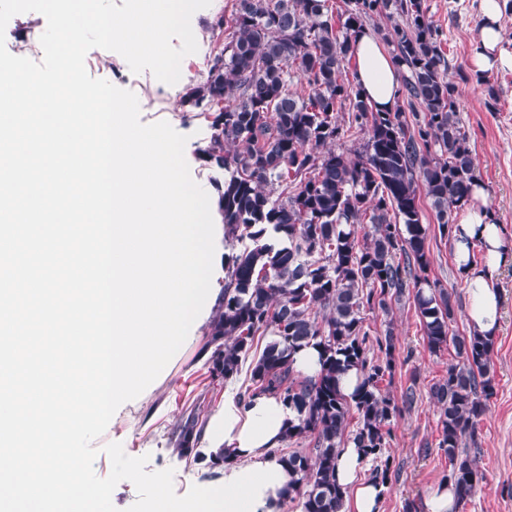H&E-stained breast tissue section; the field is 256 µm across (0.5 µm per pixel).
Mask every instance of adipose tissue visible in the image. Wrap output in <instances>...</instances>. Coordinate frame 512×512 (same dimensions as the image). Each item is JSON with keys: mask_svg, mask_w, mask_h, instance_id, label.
<instances>
[{"mask_svg": "<svg viewBox=\"0 0 512 512\" xmlns=\"http://www.w3.org/2000/svg\"><path fill=\"white\" fill-rule=\"evenodd\" d=\"M506 0H481V25L471 57L473 70L490 72L512 69V52L503 47L500 24ZM356 88L378 110L389 111L397 103L399 76L375 37L357 34ZM481 246L484 265L471 262V250ZM457 269L469 296L466 321L471 333L496 338L501 302L496 274L512 265V248L503 240V227L490 208L483 185H476L467 203L460 207L452 229ZM294 413L279 397L259 395L250 402L228 395L223 406L207 422L196 443L206 457L224 455L221 478L199 504L200 512H279L283 493L294 475L276 453L284 430ZM367 458L354 446L342 448L336 467V482L345 492L343 512H383L385 487L379 481L363 480Z\"/></svg>", "mask_w": 512, "mask_h": 512, "instance_id": "ef3b65f1", "label": "adipose tissue"}]
</instances>
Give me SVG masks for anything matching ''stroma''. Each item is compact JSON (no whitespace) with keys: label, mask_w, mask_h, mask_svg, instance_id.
Segmentation results:
<instances>
[{"label":"stroma","mask_w":512,"mask_h":512,"mask_svg":"<svg viewBox=\"0 0 512 512\" xmlns=\"http://www.w3.org/2000/svg\"><path fill=\"white\" fill-rule=\"evenodd\" d=\"M481 0H426L429 15L441 32L442 49L450 72L464 74L458 82L459 115L469 135L474 162L479 171L487 201L505 230V244L512 248V70H497L489 75V85L471 79L469 64L477 39ZM232 9V0H212L209 7L196 11L191 27L198 44L196 53L181 63V78L173 85L158 81L150 71L132 73L121 55L101 63L93 76L113 85L133 90L145 124L168 122L186 135L184 155L190 175L209 196L217 201V185L224 172L203 161L200 150L210 139L209 119L185 101L190 87L205 72L213 56L215 43L208 29L213 17ZM431 266L427 275L439 287L448 289L454 304L452 328L468 333L465 320L468 305L461 277L456 269L451 243L431 230L428 239ZM501 290L500 329L491 372L495 393L480 421L475 436L478 462L486 475L463 512H512V265L497 274ZM371 329L392 326L395 335L394 368L382 387L394 398L406 389H414L412 406L402 408L390 422L391 440L387 449L391 477L385 491V512H424L428 489L448 470V460L438 447L439 408L430 395L431 386L447 375L454 363V349L440 354L429 351L424 340L414 303L405 298L392 304L389 311L365 314ZM207 323H200L169 364L162 381L142 399L117 410L104 434L97 438L93 468L98 477L111 472L107 444L121 443L131 457H147V471L173 469L177 495L191 487H210L218 469L200 452L178 455L171 440L191 411H198L200 422H207L224 403L227 392L244 391L248 371L229 381L209 378L206 362Z\"/></svg>","instance_id":"stroma-1"}]
</instances>
